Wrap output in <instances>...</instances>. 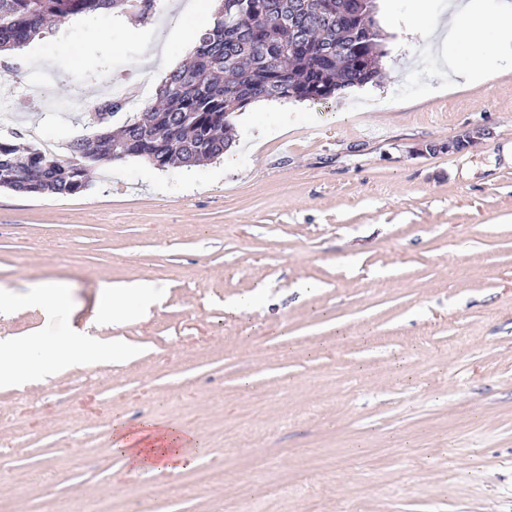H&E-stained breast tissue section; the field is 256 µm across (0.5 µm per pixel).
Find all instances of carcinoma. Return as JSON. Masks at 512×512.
I'll return each instance as SVG.
<instances>
[{
    "label": "carcinoma",
    "instance_id": "1",
    "mask_svg": "<svg viewBox=\"0 0 512 512\" xmlns=\"http://www.w3.org/2000/svg\"><path fill=\"white\" fill-rule=\"evenodd\" d=\"M159 0H0V51H10L44 33L50 20L112 12L147 21ZM356 0H220L213 25L200 31L190 63L166 75L155 101L126 116L116 97L87 111L102 118L91 138L68 144V154L0 138V188L23 194L74 195L90 186L86 168L141 158L158 169L195 167L224 155L233 115L259 99L327 100L345 88L379 78L369 58L384 54L379 38L357 33L363 19ZM315 41L299 43L303 30ZM285 48L287 58L273 53Z\"/></svg>",
    "mask_w": 512,
    "mask_h": 512
}]
</instances>
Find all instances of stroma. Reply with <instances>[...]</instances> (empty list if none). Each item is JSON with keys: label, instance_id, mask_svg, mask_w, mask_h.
I'll list each match as a JSON object with an SVG mask.
<instances>
[{"label": "stroma", "instance_id": "stroma-1", "mask_svg": "<svg viewBox=\"0 0 512 512\" xmlns=\"http://www.w3.org/2000/svg\"><path fill=\"white\" fill-rule=\"evenodd\" d=\"M462 2L429 0L406 42L415 0H376L379 81L252 102L207 165L127 158L75 195L0 190V298L68 287L60 309L0 311V336L118 353L0 387V512H512V59L445 92ZM213 20L164 0L145 23L53 27L0 56V127L62 149L92 135L89 105L118 84L151 100ZM139 279L151 318L102 323L103 284ZM146 418L191 432L196 464L129 471L110 427Z\"/></svg>", "mask_w": 512, "mask_h": 512}]
</instances>
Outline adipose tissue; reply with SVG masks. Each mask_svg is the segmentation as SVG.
Here are the masks:
<instances>
[{"instance_id":"adipose-tissue-1","label":"adipose tissue","mask_w":512,"mask_h":512,"mask_svg":"<svg viewBox=\"0 0 512 512\" xmlns=\"http://www.w3.org/2000/svg\"><path fill=\"white\" fill-rule=\"evenodd\" d=\"M451 31L461 36L458 74L468 82L494 72L496 56L512 57V7L487 11L472 5L448 17ZM155 285L149 280L127 284H105L101 314L109 320L123 316L130 302L149 308ZM108 366L112 356L80 338H63L51 343L0 339V385H13L35 378L42 383L56 379L61 368L77 366L88 359ZM181 428L160 421L128 428L121 421L112 424L113 453L123 457L136 470L176 473L193 466L198 449Z\"/></svg>"}]
</instances>
